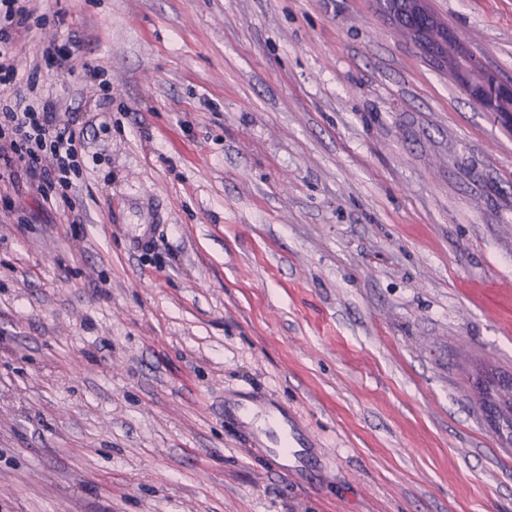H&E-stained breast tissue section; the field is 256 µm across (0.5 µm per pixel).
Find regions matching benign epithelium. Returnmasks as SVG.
<instances>
[{
	"mask_svg": "<svg viewBox=\"0 0 512 512\" xmlns=\"http://www.w3.org/2000/svg\"><path fill=\"white\" fill-rule=\"evenodd\" d=\"M395 26L411 35L432 63L453 72L469 98L485 112H512V80L485 67L456 32L440 22L429 0H386Z\"/></svg>",
	"mask_w": 512,
	"mask_h": 512,
	"instance_id": "1",
	"label": "benign epithelium"
}]
</instances>
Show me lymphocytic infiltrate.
I'll return each mask as SVG.
<instances>
[{
    "instance_id": "f902f5d3",
    "label": "lymphocytic infiltrate",
    "mask_w": 512,
    "mask_h": 512,
    "mask_svg": "<svg viewBox=\"0 0 512 512\" xmlns=\"http://www.w3.org/2000/svg\"><path fill=\"white\" fill-rule=\"evenodd\" d=\"M35 14L32 0H0V179L23 173L44 205L83 217L74 195L85 168V138L59 107L44 97L37 72L25 95L15 93L18 44Z\"/></svg>"
}]
</instances>
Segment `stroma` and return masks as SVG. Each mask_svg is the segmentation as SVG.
Here are the masks:
<instances>
[{"instance_id":"obj_1","label":"stroma","mask_w":512,"mask_h":512,"mask_svg":"<svg viewBox=\"0 0 512 512\" xmlns=\"http://www.w3.org/2000/svg\"><path fill=\"white\" fill-rule=\"evenodd\" d=\"M81 227L0 202V512H512V115L379 0H35ZM512 79V0H430ZM156 239L137 249L132 201ZM286 416L293 474L258 422ZM72 38V40H69L65 44H58L54 40L49 41L40 49L37 61L38 59H41L48 65H54L61 70L72 72V66H70V63L74 57L73 48H78L79 43L76 39V35L72 36ZM483 397L485 406L497 413L498 428L501 425V429L505 427L508 434L512 433V398L503 399L493 381L485 386Z\"/></svg>"}]
</instances>
